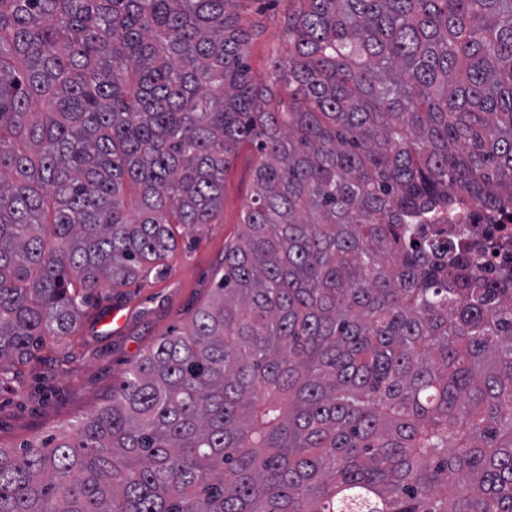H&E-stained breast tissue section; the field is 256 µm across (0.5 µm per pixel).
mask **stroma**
Here are the masks:
<instances>
[{"mask_svg":"<svg viewBox=\"0 0 512 512\" xmlns=\"http://www.w3.org/2000/svg\"><path fill=\"white\" fill-rule=\"evenodd\" d=\"M290 6V0H241L237 7L254 82L263 81L274 58L288 55ZM255 163V150L240 147L224 179L223 214L213 224L179 226L163 276L93 292L71 334L47 337L32 360L0 383V446H19L87 416L148 349L211 298L224 247L237 237L252 195Z\"/></svg>","mask_w":512,"mask_h":512,"instance_id":"stroma-1","label":"stroma"}]
</instances>
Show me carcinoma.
Instances as JSON below:
<instances>
[{
	"instance_id": "obj_1",
	"label": "carcinoma",
	"mask_w": 512,
	"mask_h": 512,
	"mask_svg": "<svg viewBox=\"0 0 512 512\" xmlns=\"http://www.w3.org/2000/svg\"><path fill=\"white\" fill-rule=\"evenodd\" d=\"M238 2L0 0V372L258 154L210 301L0 512H512V271L425 230L512 211V0H298L262 85Z\"/></svg>"
}]
</instances>
